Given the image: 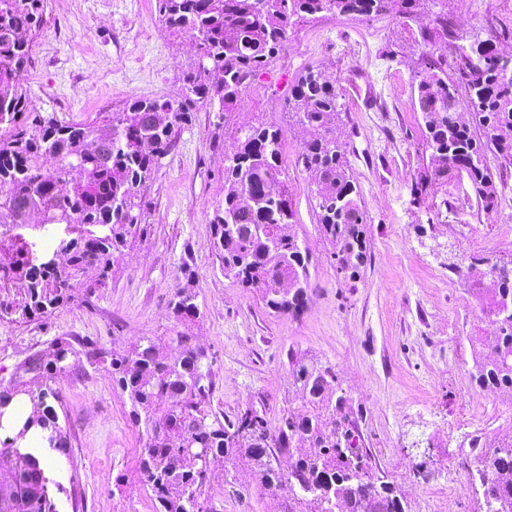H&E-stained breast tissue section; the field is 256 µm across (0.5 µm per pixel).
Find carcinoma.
<instances>
[{"label":"carcinoma","mask_w":512,"mask_h":512,"mask_svg":"<svg viewBox=\"0 0 512 512\" xmlns=\"http://www.w3.org/2000/svg\"><path fill=\"white\" fill-rule=\"evenodd\" d=\"M45 2L0 0V244L11 242L12 252L0 274L24 290L22 316L29 320L70 304L76 278L90 289L106 286L126 250L151 232L144 188L170 152L175 131L190 125L201 107L224 117L238 109L243 86L282 51L294 25L325 14L410 18L421 0H157L165 24L199 45L194 69L173 97L134 98L119 112L84 121L29 109L21 75L33 61L34 35L47 23ZM429 2L437 8L438 34L449 36L448 0ZM459 57L469 121L460 117L458 86L442 69L421 80L413 97L435 174L465 173L489 207L498 195L487 152L512 163V75L505 76L492 38L460 47ZM339 98L336 79L309 67L289 86L286 107L295 124L314 130L297 162L311 174L319 232L337 271L354 279L367 261L366 214L346 147L336 136ZM104 136L112 137L107 163L97 158ZM283 168L275 123L240 127L224 154V202L211 220L224 276L256 291L276 313L303 308L309 277V247L289 231L293 211L283 207ZM25 207L47 221L34 244L12 233ZM54 240L66 264L35 265L30 249L40 251ZM487 292L495 316L494 356L476 363L473 378L481 387L512 391V275L490 281ZM170 310L181 325L197 322L200 310L190 286L177 289ZM175 341L172 353L160 336L143 337L108 359L92 352L109 361L113 385L127 396L133 422L146 432L138 468L154 512H213L207 474L217 462L227 466L240 458L253 462L263 485H288L284 512H405L394 487L363 464L358 418L329 370L316 368L311 376L297 366L293 381L302 407L272 432L257 411L232 417L213 411L206 354L190 336L180 333ZM53 345L50 361L28 358L0 391V430L12 398L26 395L33 407L16 417L21 426L14 435L0 437V454L22 461L19 479L0 494V512H58L51 487L59 484L46 475L42 455L67 447L50 401H60L56 379L77 350L65 336ZM32 430L41 442L21 447ZM299 445L312 452L283 472L276 452ZM481 474L491 512H512V444L484 456Z\"/></svg>","instance_id":"1"}]
</instances>
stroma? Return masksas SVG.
<instances>
[{"mask_svg":"<svg viewBox=\"0 0 512 512\" xmlns=\"http://www.w3.org/2000/svg\"><path fill=\"white\" fill-rule=\"evenodd\" d=\"M46 15L21 77L35 111L91 120L133 98L175 96L194 67L191 37L166 27L156 0H46ZM432 27L425 2L410 19L328 15L295 26L246 84L238 111L222 121L200 109L176 132L144 190L151 232L107 287L74 280L71 304L31 321L16 312L20 289L0 288V388L29 356L50 360L58 336L121 351L145 336L182 333L211 364L213 409L251 408L273 428L283 410L302 405L292 377L301 361L335 374L359 418L365 462L386 475L406 512H486L471 471L512 443V398L472 377L494 329L479 273L485 259L512 260V164L488 158L498 190L490 209L466 175H434L412 91L433 62L456 77L459 46L493 38L512 47V0H448L450 38H427ZM309 66L339 82L336 133L367 214L368 261L352 280L336 270L310 176L296 162L303 129L288 118L286 94ZM260 121L282 130L294 230L310 247L306 304L295 314L273 312L225 278L211 248L224 150L236 127ZM188 271L200 318L187 327L168 304ZM58 386L68 446L45 462L62 486L58 512H153L137 473L144 429L111 373L81 353ZM211 486L215 512H282L288 498L287 487L266 490L242 461Z\"/></svg>","mask_w":512,"mask_h":512,"instance_id":"35a3bbf8","label":"stroma"}]
</instances>
